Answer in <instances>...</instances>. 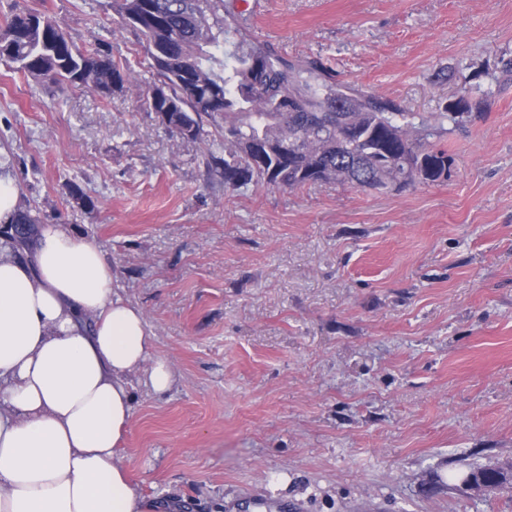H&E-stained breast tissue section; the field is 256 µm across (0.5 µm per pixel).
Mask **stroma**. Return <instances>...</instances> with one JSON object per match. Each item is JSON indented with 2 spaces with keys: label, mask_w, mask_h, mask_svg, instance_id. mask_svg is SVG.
Here are the masks:
<instances>
[{
  "label": "stroma",
  "mask_w": 512,
  "mask_h": 512,
  "mask_svg": "<svg viewBox=\"0 0 512 512\" xmlns=\"http://www.w3.org/2000/svg\"><path fill=\"white\" fill-rule=\"evenodd\" d=\"M226 0L248 39L416 113L447 179L225 190L216 137L137 92L46 88L0 62L22 201L94 241L176 382L133 389L120 455L155 512H512L469 490L512 463V0ZM109 43L111 0H0ZM468 90L470 114L445 118Z\"/></svg>",
  "instance_id": "35a3bbf8"
}]
</instances>
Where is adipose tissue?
<instances>
[{
	"label": "adipose tissue",
	"instance_id": "adipose-tissue-1",
	"mask_svg": "<svg viewBox=\"0 0 512 512\" xmlns=\"http://www.w3.org/2000/svg\"><path fill=\"white\" fill-rule=\"evenodd\" d=\"M136 380L175 372L97 245L44 224L32 265L0 253V512H143L118 458Z\"/></svg>",
	"mask_w": 512,
	"mask_h": 512
}]
</instances>
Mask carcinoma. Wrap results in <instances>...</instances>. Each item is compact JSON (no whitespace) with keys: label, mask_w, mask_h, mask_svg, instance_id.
Instances as JSON below:
<instances>
[{"label":"carcinoma","mask_w":512,"mask_h":512,"mask_svg":"<svg viewBox=\"0 0 512 512\" xmlns=\"http://www.w3.org/2000/svg\"><path fill=\"white\" fill-rule=\"evenodd\" d=\"M122 28L142 39L154 81L141 88L127 61L100 43L80 44L48 14L17 7L0 30V61L36 82L110 95L136 88L162 125L196 140L204 122L224 154H205L208 175L224 189L251 182L295 189L338 183L378 191L448 177L447 151L436 149L424 121L390 100L339 82L316 61L291 62L243 36L224 0H112ZM352 95L349 109L336 99ZM288 142V157L277 149ZM15 241L32 236L39 217L28 205L13 218ZM494 493L512 479L502 469L473 473Z\"/></svg>","instance_id":"obj_1"}]
</instances>
